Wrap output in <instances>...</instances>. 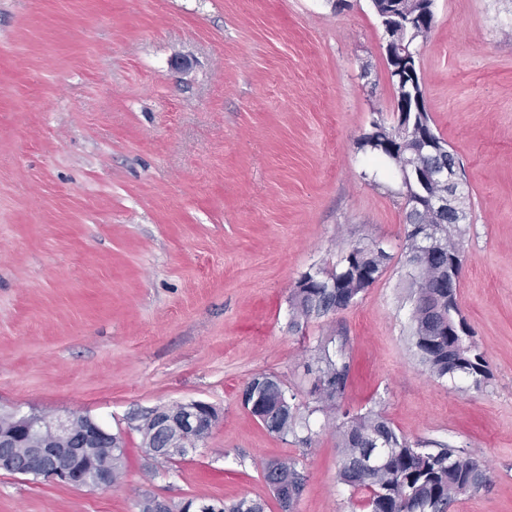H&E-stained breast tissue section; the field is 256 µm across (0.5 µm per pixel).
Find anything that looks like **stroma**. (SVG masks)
Here are the masks:
<instances>
[{
	"label": "stroma",
	"instance_id": "obj_1",
	"mask_svg": "<svg viewBox=\"0 0 512 512\" xmlns=\"http://www.w3.org/2000/svg\"><path fill=\"white\" fill-rule=\"evenodd\" d=\"M425 103L465 171L459 305L490 373L438 379L411 336L400 175L360 145L391 117L370 0H0V412H71L125 441L121 485L0 471V512H137L147 496L261 501L276 458L305 475L294 512H364L337 478L342 411L451 446L491 481L449 512H512V0H435ZM388 259L358 302L289 325L307 271L355 245ZM341 341L339 410L305 366ZM276 375L315 436L241 408ZM201 400L219 420L185 455L149 454L134 416Z\"/></svg>",
	"mask_w": 512,
	"mask_h": 512
}]
</instances>
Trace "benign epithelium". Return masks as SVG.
<instances>
[{
	"label": "benign epithelium",
	"instance_id": "1",
	"mask_svg": "<svg viewBox=\"0 0 512 512\" xmlns=\"http://www.w3.org/2000/svg\"><path fill=\"white\" fill-rule=\"evenodd\" d=\"M381 24L386 36L388 74L396 78L400 87L409 89L408 99L413 102L414 110L423 112L424 92L417 90L421 86L417 46V38L422 35L420 19L398 23L383 17ZM400 171L403 178L419 182L431 210L448 215L451 222L461 221L457 162L424 167L411 158ZM418 240L419 260L413 271L423 274L427 258L437 249L431 225H419ZM11 418L12 427L0 429V471L89 489L112 484V464L100 461L96 448L103 441L113 448L120 447L121 435L89 415L70 413L50 424L43 423L36 415L13 413ZM175 420L184 429L187 442L194 447L201 442L202 430H212L218 414L200 400L179 403L172 412L167 406L152 410L141 425L148 433L146 447L151 455L180 452L178 448L159 447V439ZM182 512H224V502L195 498L184 503Z\"/></svg>",
	"mask_w": 512,
	"mask_h": 512
}]
</instances>
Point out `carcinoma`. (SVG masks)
Returning a JSON list of instances; mask_svg holds the SVG:
<instances>
[{"mask_svg": "<svg viewBox=\"0 0 512 512\" xmlns=\"http://www.w3.org/2000/svg\"><path fill=\"white\" fill-rule=\"evenodd\" d=\"M381 132L365 145L378 150L383 141L395 140L400 152L414 154L420 151L421 141L399 132L396 124L381 123ZM442 234L444 252L433 256L432 264L448 266V253L460 254L458 241L451 238L448 219L441 216L431 220ZM406 251L404 264L412 267L417 242L411 212H405ZM387 260L386 253L364 249L353 260L342 257L330 270L307 272L313 280L307 288H293L289 298L291 308L290 325L299 329L309 321L329 315V297L322 284L336 281V307L343 310L353 305L367 288L381 275ZM409 299L412 301V337L421 361L438 379L469 377L477 385L488 376L486 361L472 339L466 336H427L423 325L435 328L448 318L465 322L461 314L457 289L450 290L438 285L434 276L420 281L409 275ZM307 369L317 377H330L336 388L317 397L320 406L304 416L297 404L275 414L267 415L259 423L271 434L280 438L293 437L301 444L312 441L314 431L310 415L338 408L350 375V362L343 346L332 347L324 342L315 348ZM266 384L257 395L266 404L274 405L284 384L275 376L265 375ZM341 460L338 480L354 494L364 495L367 512H448L457 496L469 490H477L490 482L487 469L474 457L461 455L454 448L432 451L420 448L400 437L382 412L369 408L357 413L339 426ZM371 448L381 450L380 465L372 470L359 466L361 456ZM264 480L282 488H288L293 497L288 503H280L285 512L293 506L304 487V475L299 470V461L294 458L270 460L263 468ZM224 512H264V504L242 497L224 504Z\"/></svg>", "mask_w": 512, "mask_h": 512, "instance_id": "carcinoma-1", "label": "carcinoma"}]
</instances>
